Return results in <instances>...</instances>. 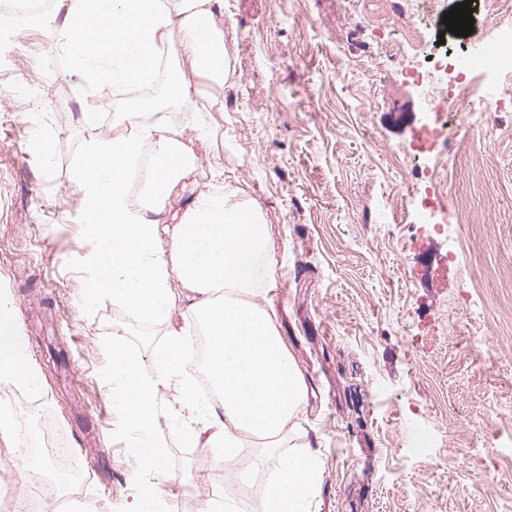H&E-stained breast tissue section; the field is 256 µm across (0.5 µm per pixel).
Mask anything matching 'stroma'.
Listing matches in <instances>:
<instances>
[{"mask_svg": "<svg viewBox=\"0 0 512 512\" xmlns=\"http://www.w3.org/2000/svg\"><path fill=\"white\" fill-rule=\"evenodd\" d=\"M218 15L232 75L222 85L201 73L187 100L153 92L183 136L211 132L191 174L202 190L244 191L262 208L273 239L263 294L280 337L305 379L306 412L296 430L319 455L317 512H500L512 501V345L495 313L512 281V103L495 125L468 97L454 122L463 155L447 175L413 160L411 135L424 98L379 56L393 35L369 0H223ZM52 20L6 36L0 57V289H9L19 328L43 382L42 403L0 406L14 421L60 430L88 471L78 512L106 503L130 512L151 486L170 512L225 499L234 512H263L279 457L247 439L249 455L227 469L220 451L189 447L175 433L178 405L166 401L155 433L161 469L144 473L102 378L108 349L137 352L144 372L168 339L167 322L145 324L106 299L81 304L80 236L85 204L74 183L96 136L85 113H105L115 92L88 97L63 68L47 75L39 51ZM23 81L41 92L12 97ZM55 142L44 168L34 143ZM436 187L435 222L453 225L451 198L473 214L462 268L487 278L478 288L445 269L448 239L409 249L410 222L393 223L406 195ZM415 414L433 447L412 450L399 417ZM477 436L479 447L458 442ZM250 472L236 481L233 470ZM223 493H215L216 482Z\"/></svg>", "mask_w": 512, "mask_h": 512, "instance_id": "1", "label": "stroma"}]
</instances>
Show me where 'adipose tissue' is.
Returning a JSON list of instances; mask_svg holds the SVG:
<instances>
[{
  "mask_svg": "<svg viewBox=\"0 0 512 512\" xmlns=\"http://www.w3.org/2000/svg\"><path fill=\"white\" fill-rule=\"evenodd\" d=\"M65 6L66 21L50 36L89 95L107 86L151 83L165 56L177 59L167 72L174 97H190L192 70L216 83L227 80L224 34L202 26L223 0H185L178 10L167 0H66ZM126 106L151 113V120L141 124L136 138L92 144L74 174L85 202L82 231L91 244L81 258L82 304L109 297L140 320L170 322L174 290L182 288L187 316L208 332L217 397L200 394L185 376L184 331L172 325L169 345L155 357V373L139 369L136 353L117 344L110 348L105 377L112 407L145 469L163 464L154 427L159 402L170 396L179 405V437L223 449L229 465L244 437L276 447L307 405L304 381L268 309L255 301L262 293L261 273L273 260L271 234L259 204L232 190L198 192L191 206L179 208L178 187L191 172L196 150L208 145L209 131L186 140L153 114L149 99H131ZM142 142L153 146L158 163L145 186V208L134 210L124 177ZM1 375L33 389L42 384L3 289ZM320 481L315 455L282 459L265 490V512H314Z\"/></svg>",
  "mask_w": 512,
  "mask_h": 512,
  "instance_id": "1",
  "label": "adipose tissue"
}]
</instances>
